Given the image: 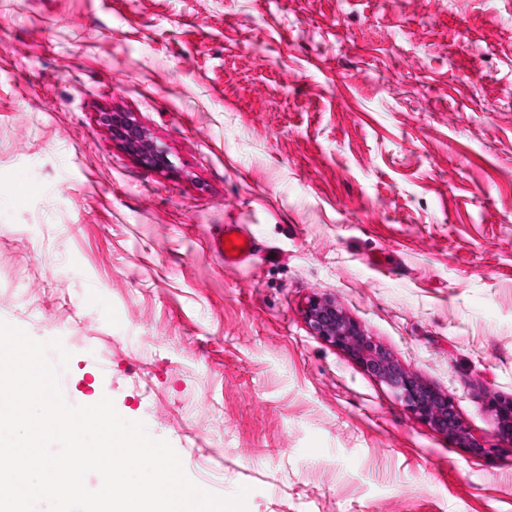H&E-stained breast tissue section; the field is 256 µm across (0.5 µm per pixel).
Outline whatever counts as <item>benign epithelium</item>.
Masks as SVG:
<instances>
[{"label": "benign epithelium", "instance_id": "benign-epithelium-1", "mask_svg": "<svg viewBox=\"0 0 512 512\" xmlns=\"http://www.w3.org/2000/svg\"><path fill=\"white\" fill-rule=\"evenodd\" d=\"M100 117L103 124L112 129L113 134L143 160L160 168L169 165L165 149L149 139L127 114L102 112ZM305 315L315 335L357 358L364 369L389 387L407 409L435 429L458 439L472 453L488 452L487 448L469 436L448 398L436 395L402 370L382 347L362 336L358 328L346 320L332 302L313 298L306 305Z\"/></svg>", "mask_w": 512, "mask_h": 512}]
</instances>
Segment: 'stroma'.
<instances>
[{"label": "stroma", "mask_w": 512, "mask_h": 512, "mask_svg": "<svg viewBox=\"0 0 512 512\" xmlns=\"http://www.w3.org/2000/svg\"><path fill=\"white\" fill-rule=\"evenodd\" d=\"M224 224L258 242L236 268ZM0 320L246 512H512V0H0ZM100 117L103 124L112 129L113 134L143 160L160 168L169 165L165 149L149 139L142 128L126 113L103 112L100 113ZM231 234L237 236V241L243 240L244 247H240V245L236 246L234 242L230 240V242H232V250L225 248L224 237L228 236L229 239V235ZM212 243L213 250L224 258V265L228 267L236 266L245 261L256 245L255 238L240 230L237 224H225L221 227L219 232L214 236ZM236 248H239L237 255L231 254V251H236ZM305 315L315 335L357 358L364 369L389 387L407 409L435 429L458 439L472 453L488 452L487 448L469 436L448 398L436 395L402 370L382 347L362 336L332 302L312 298L306 305Z\"/></svg>", "instance_id": "obj_1"}]
</instances>
